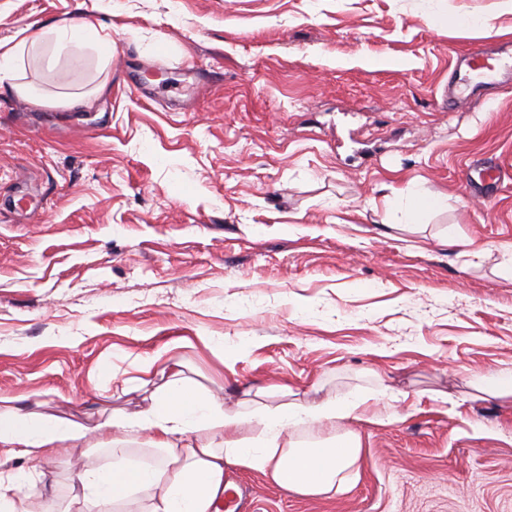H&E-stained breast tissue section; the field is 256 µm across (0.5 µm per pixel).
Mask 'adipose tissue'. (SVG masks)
Listing matches in <instances>:
<instances>
[{
    "mask_svg": "<svg viewBox=\"0 0 512 512\" xmlns=\"http://www.w3.org/2000/svg\"><path fill=\"white\" fill-rule=\"evenodd\" d=\"M113 54L112 29L104 25L60 23L30 39L0 42V92L46 106L41 89L18 80L26 63L50 74L64 64L79 69L91 57L103 71ZM138 370L164 380L151 402L87 424L29 412L17 406L15 397L0 395V512H17L25 482L9 469L22 459L37 469V512H219L231 467L261 473L284 491L304 497L336 494L359 470L362 441L356 430L331 442L294 438L300 429L323 421L358 420L355 400L309 401L288 388L287 401L278 408L246 413L191 386L181 362L165 352L141 358ZM253 422L263 425V435L241 437L243 426ZM91 438L111 451V466L83 452ZM139 438L159 450V465L128 463L127 446ZM61 467L75 477L64 503L51 481Z\"/></svg>",
    "mask_w": 512,
    "mask_h": 512,
    "instance_id": "adipose-tissue-1",
    "label": "adipose tissue"
}]
</instances>
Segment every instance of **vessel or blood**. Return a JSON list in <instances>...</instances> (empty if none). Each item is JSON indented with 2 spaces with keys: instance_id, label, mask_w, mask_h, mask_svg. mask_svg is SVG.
I'll return each instance as SVG.
<instances>
[{
  "instance_id": "b4317fda",
  "label": "vessel or blood",
  "mask_w": 512,
  "mask_h": 512,
  "mask_svg": "<svg viewBox=\"0 0 512 512\" xmlns=\"http://www.w3.org/2000/svg\"><path fill=\"white\" fill-rule=\"evenodd\" d=\"M465 64L466 76H453L448 87L449 104L467 101L477 88L499 84L501 78H512V60L503 58L499 52L479 47L470 48Z\"/></svg>"
}]
</instances>
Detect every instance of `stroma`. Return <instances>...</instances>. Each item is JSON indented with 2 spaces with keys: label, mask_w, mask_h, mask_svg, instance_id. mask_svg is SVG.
I'll return each instance as SVG.
<instances>
[{
  "label": "stroma",
  "mask_w": 512,
  "mask_h": 512,
  "mask_svg": "<svg viewBox=\"0 0 512 512\" xmlns=\"http://www.w3.org/2000/svg\"><path fill=\"white\" fill-rule=\"evenodd\" d=\"M64 21L112 25L110 90L84 110L0 96V393L132 409L151 390L124 380L171 343L228 406L279 386L363 404L348 491L229 470L251 512H512V398L469 383L512 377V83L445 95L457 54L512 52V12L0 0V41ZM26 78L59 95L100 76ZM478 158L504 171L493 192L469 182ZM409 188L412 224L393 208Z\"/></svg>",
  "instance_id": "obj_1"
}]
</instances>
